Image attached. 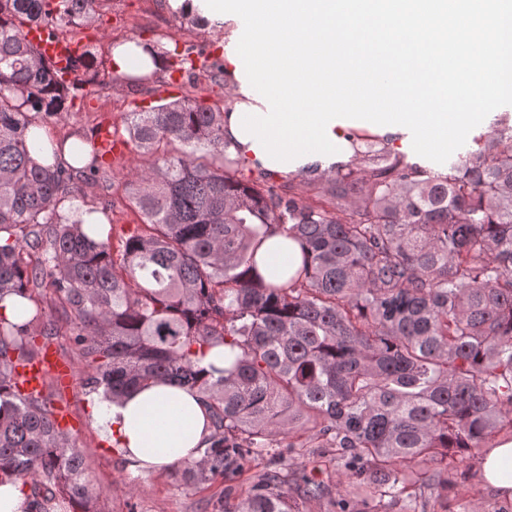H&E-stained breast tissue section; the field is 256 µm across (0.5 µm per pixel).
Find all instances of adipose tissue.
I'll return each mask as SVG.
<instances>
[{"label": "adipose tissue", "mask_w": 512, "mask_h": 512, "mask_svg": "<svg viewBox=\"0 0 512 512\" xmlns=\"http://www.w3.org/2000/svg\"><path fill=\"white\" fill-rule=\"evenodd\" d=\"M187 11L224 22V63L234 80L233 106L224 116V141L252 168L288 175L319 161H348L352 132L366 129L420 146L442 129L462 134L475 121L460 112V93L491 105L512 96V83L487 94V75L512 56V0H433L438 21L412 26L403 0H178ZM345 45L361 65L345 69L359 85L361 70L383 60L406 99H430L429 112L359 109L357 99L335 95L336 47ZM465 80H457L459 65ZM257 273L283 284L301 261L299 243L276 232L263 243ZM95 425L117 445L130 469L156 472L197 460L211 434L209 412L197 390L154 381L119 398L96 399ZM485 485L512 499V439L486 449Z\"/></svg>", "instance_id": "adipose-tissue-1"}]
</instances>
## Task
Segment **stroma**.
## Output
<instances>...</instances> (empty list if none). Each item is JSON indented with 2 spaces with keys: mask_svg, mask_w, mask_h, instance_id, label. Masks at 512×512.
Wrapping results in <instances>:
<instances>
[{
  "mask_svg": "<svg viewBox=\"0 0 512 512\" xmlns=\"http://www.w3.org/2000/svg\"><path fill=\"white\" fill-rule=\"evenodd\" d=\"M120 30L141 42H159L188 56L193 67L186 72L184 91H195L207 104L223 105L228 80H211L205 69L206 64L224 56L222 31L181 25L170 13L168 0H101L95 23L70 27L69 36L103 52L111 33ZM166 79L165 71H156L137 92L129 90L126 79L120 77L113 78L109 91L98 92L93 85H84L70 91L66 113L48 119L40 117L36 123L54 142L75 134L93 136L106 121L117 132H124L126 113L164 97ZM155 159V154L133 148L114 159L101 175L112 186V247H119L144 228L143 216L126 201L124 185L131 171L150 168ZM46 390L51 399L66 405L73 415L71 434L86 459V477L103 492L98 501L100 512H224L225 500H237L266 469L264 461L259 460L233 480L201 486L187 482L178 467L162 472H133L121 452L109 445L95 427L91 416L93 397L86 394L83 386L62 392L50 381ZM481 457V450L475 449L469 458L449 465L447 493L439 496L429 490L424 494L429 512H457L461 499L470 500L476 512H493L502 505V498L490 492L481 480Z\"/></svg>",
  "mask_w": 512,
  "mask_h": 512,
  "instance_id": "1",
  "label": "stroma"
}]
</instances>
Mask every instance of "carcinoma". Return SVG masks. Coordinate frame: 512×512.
Here are the masks:
<instances>
[{"mask_svg":"<svg viewBox=\"0 0 512 512\" xmlns=\"http://www.w3.org/2000/svg\"><path fill=\"white\" fill-rule=\"evenodd\" d=\"M98 0H0V301L31 302L47 283L92 371L89 392L119 396L155 380L196 388L212 428L183 475L231 480L250 460L269 468L224 512H299L297 499L340 489L312 472H288L270 452L324 448L364 503L385 498L418 512L422 491L448 489L444 463L492 448L512 431V123L502 116L437 170L391 149L392 138L360 137L345 164L299 173L308 198L288 186L235 176L208 156L225 152L224 114L195 96L160 100L126 118L129 141L158 151L194 147L132 173L127 197L146 229L122 244L116 270L103 225L59 213L79 191L75 168L37 164V116L68 111L79 73H101L87 49L66 80L28 43L23 27L90 26ZM165 68L177 50L156 48ZM200 149L205 155H196ZM302 247L286 283L253 276L273 230ZM0 318V484L29 486L28 512H100L99 490L51 402L21 394L16 364L35 355L33 323ZM235 355L224 375L200 366L207 349ZM292 474L298 498L283 490Z\"/></svg>","mask_w":512,"mask_h":512,"instance_id":"obj_1","label":"carcinoma"}]
</instances>
